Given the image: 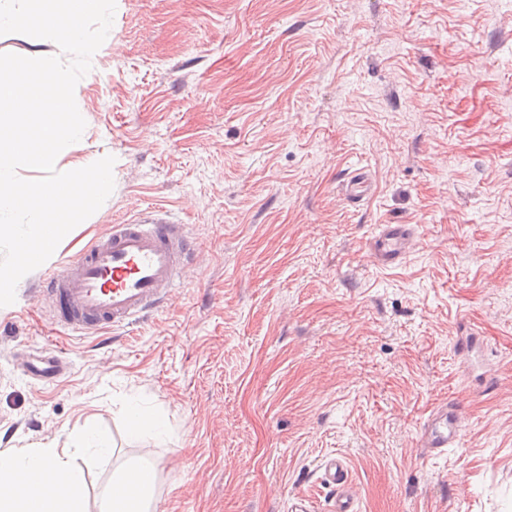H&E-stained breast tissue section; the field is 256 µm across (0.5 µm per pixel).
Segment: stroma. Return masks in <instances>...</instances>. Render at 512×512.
Listing matches in <instances>:
<instances>
[{"mask_svg": "<svg viewBox=\"0 0 512 512\" xmlns=\"http://www.w3.org/2000/svg\"><path fill=\"white\" fill-rule=\"evenodd\" d=\"M83 156L114 189L61 264L162 206L199 250L166 308L98 335L57 327L22 278L0 307V450L111 452L156 470L154 512H284L322 457H348L360 512H512V9L503 0H116L112 39L75 88ZM364 170L374 192L339 185ZM381 224H413L378 268ZM485 339L466 367L465 324ZM69 363L39 383L20 361ZM461 447L421 456L434 403ZM165 434L128 437L125 409ZM371 192V183L358 171L348 173L344 181L343 195L345 198L356 204L362 201ZM417 236L413 224H381L369 242L374 263L383 269H395L402 265L411 252Z\"/></svg>", "mask_w": 512, "mask_h": 512, "instance_id": "35a3bbf8", "label": "stroma"}]
</instances>
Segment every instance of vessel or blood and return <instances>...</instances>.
I'll return each instance as SVG.
<instances>
[{
  "instance_id": "b4317fda",
  "label": "vessel or blood",
  "mask_w": 512,
  "mask_h": 512,
  "mask_svg": "<svg viewBox=\"0 0 512 512\" xmlns=\"http://www.w3.org/2000/svg\"><path fill=\"white\" fill-rule=\"evenodd\" d=\"M370 192L371 184L361 173H349L343 185L348 201L360 202ZM416 235L413 224L379 225L369 242L374 263L398 268L413 249ZM196 251L186 225L156 208L111 225L90 247L51 271L36 297L48 306L56 325L71 332L91 335L128 327L163 309ZM66 369L64 359L47 348L27 357L23 365L26 375L37 381L53 380ZM464 431L459 405L442 401L424 417L416 446L422 455L435 456L458 447ZM319 471L322 485L332 493L330 512H357L348 459L327 456Z\"/></svg>"
}]
</instances>
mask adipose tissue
<instances>
[{
    "label": "adipose tissue",
    "instance_id": "1",
    "mask_svg": "<svg viewBox=\"0 0 512 512\" xmlns=\"http://www.w3.org/2000/svg\"><path fill=\"white\" fill-rule=\"evenodd\" d=\"M88 466L52 444L0 451V512H152L156 471L131 466L112 478L96 510L84 495Z\"/></svg>",
    "mask_w": 512,
    "mask_h": 512
}]
</instances>
